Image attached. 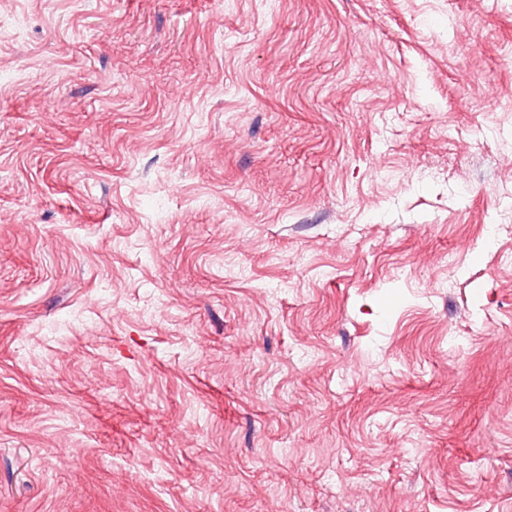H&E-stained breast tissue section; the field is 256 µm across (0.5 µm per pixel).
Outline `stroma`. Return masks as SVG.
<instances>
[{
    "mask_svg": "<svg viewBox=\"0 0 512 512\" xmlns=\"http://www.w3.org/2000/svg\"><path fill=\"white\" fill-rule=\"evenodd\" d=\"M510 50L512 0H0V512H512Z\"/></svg>",
    "mask_w": 512,
    "mask_h": 512,
    "instance_id": "stroma-1",
    "label": "stroma"
}]
</instances>
